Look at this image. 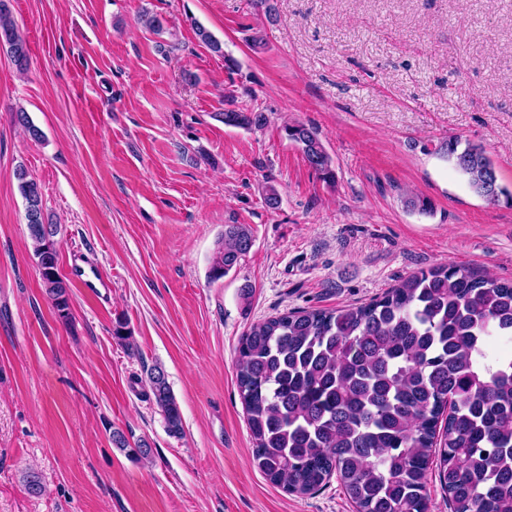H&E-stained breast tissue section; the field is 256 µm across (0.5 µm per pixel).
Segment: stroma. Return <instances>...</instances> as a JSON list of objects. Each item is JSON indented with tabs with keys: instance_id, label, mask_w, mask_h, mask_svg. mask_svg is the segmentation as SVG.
<instances>
[{
	"instance_id": "1",
	"label": "stroma",
	"mask_w": 512,
	"mask_h": 512,
	"mask_svg": "<svg viewBox=\"0 0 512 512\" xmlns=\"http://www.w3.org/2000/svg\"><path fill=\"white\" fill-rule=\"evenodd\" d=\"M8 6L30 68L0 48V512H355L337 481L291 494L252 465L238 349L269 317L359 306L443 262L512 281V199L487 203L435 154L482 146L512 192V0H277L273 23L251 0ZM231 94L265 127L218 121ZM294 121L317 130L334 182L286 137ZM20 166L59 226L60 274L81 263L112 282L97 297L72 284L68 325L42 286ZM408 191L431 212L405 209ZM228 224L252 247L213 281ZM156 364L178 437L146 396Z\"/></svg>"
}]
</instances>
